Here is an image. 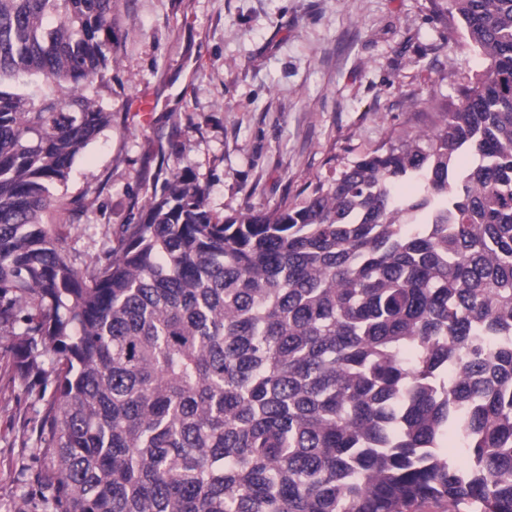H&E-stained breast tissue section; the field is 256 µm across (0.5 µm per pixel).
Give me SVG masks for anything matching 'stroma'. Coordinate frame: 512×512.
I'll return each mask as SVG.
<instances>
[{
  "label": "stroma",
  "instance_id": "35a3bbf8",
  "mask_svg": "<svg viewBox=\"0 0 512 512\" xmlns=\"http://www.w3.org/2000/svg\"><path fill=\"white\" fill-rule=\"evenodd\" d=\"M114 2L112 126L57 191L81 211L53 226L80 272L138 222L160 171L192 174L221 217L299 201L391 135L431 128L482 67L446 0ZM14 341L0 332V512H48L51 395L15 375Z\"/></svg>",
  "mask_w": 512,
  "mask_h": 512
}]
</instances>
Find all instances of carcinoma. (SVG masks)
I'll return each instance as SVG.
<instances>
[{
  "label": "carcinoma",
  "instance_id": "obj_1",
  "mask_svg": "<svg viewBox=\"0 0 512 512\" xmlns=\"http://www.w3.org/2000/svg\"><path fill=\"white\" fill-rule=\"evenodd\" d=\"M114 10L0 0V327L53 377V512H512V0H449L485 68L434 128L223 219L165 178L79 273L45 218L112 126Z\"/></svg>",
  "mask_w": 512,
  "mask_h": 512
}]
</instances>
